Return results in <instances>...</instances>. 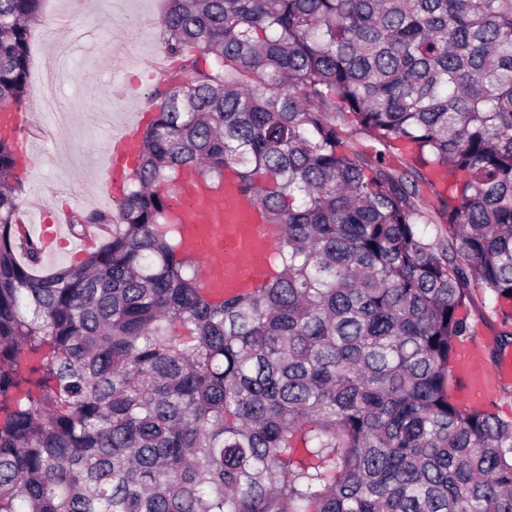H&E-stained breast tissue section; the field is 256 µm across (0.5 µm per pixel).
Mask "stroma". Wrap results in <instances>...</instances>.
<instances>
[{"label": "stroma", "instance_id": "35a3bbf8", "mask_svg": "<svg viewBox=\"0 0 512 512\" xmlns=\"http://www.w3.org/2000/svg\"><path fill=\"white\" fill-rule=\"evenodd\" d=\"M166 0H44L30 28V69L22 107L27 123L18 134L34 156L19 195L21 210L109 209L113 201L100 170L107 161L108 119L124 121L154 108L151 86H136L140 72L165 64L160 19ZM81 30L84 50L75 52L59 74L56 93L75 103L67 136H59L44 110L38 88L56 46Z\"/></svg>", "mask_w": 512, "mask_h": 512}]
</instances>
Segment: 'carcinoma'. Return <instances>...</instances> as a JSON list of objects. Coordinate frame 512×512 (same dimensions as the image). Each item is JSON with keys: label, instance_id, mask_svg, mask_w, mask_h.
<instances>
[{"label": "carcinoma", "instance_id": "obj_1", "mask_svg": "<svg viewBox=\"0 0 512 512\" xmlns=\"http://www.w3.org/2000/svg\"><path fill=\"white\" fill-rule=\"evenodd\" d=\"M42 2L0 0V112ZM161 25L121 198L68 219L105 233L82 265L38 274L0 136V512H512V421L453 396L470 289L512 324V0H168ZM228 171L277 235L265 283L215 300L175 192Z\"/></svg>", "mask_w": 512, "mask_h": 512}]
</instances>
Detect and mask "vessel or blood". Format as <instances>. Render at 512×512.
I'll return each mask as SVG.
<instances>
[{
    "mask_svg": "<svg viewBox=\"0 0 512 512\" xmlns=\"http://www.w3.org/2000/svg\"><path fill=\"white\" fill-rule=\"evenodd\" d=\"M139 139L135 125L113 135L112 159L106 171L112 193H119ZM180 203L183 244L201 261L207 288L230 297L265 280L268 247L275 233L259 221L257 206L248 203L235 185H225L223 192L217 193L195 178L188 182ZM63 232L64 227L59 224L37 234L43 259L55 257ZM491 346V341L472 337L459 346L457 373L470 400H487L503 385L512 383V353L500 354L497 360L490 361L484 353Z\"/></svg>",
    "mask_w": 512,
    "mask_h": 512,
    "instance_id": "obj_1",
    "label": "vessel or blood"
}]
</instances>
